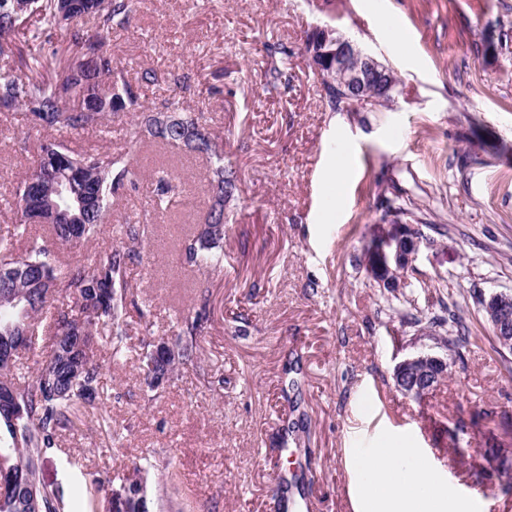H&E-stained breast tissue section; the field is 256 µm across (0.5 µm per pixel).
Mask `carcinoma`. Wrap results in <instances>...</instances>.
I'll return each mask as SVG.
<instances>
[{"label":"carcinoma","instance_id":"1","mask_svg":"<svg viewBox=\"0 0 512 512\" xmlns=\"http://www.w3.org/2000/svg\"><path fill=\"white\" fill-rule=\"evenodd\" d=\"M129 13V0H110L103 12L92 17L93 31L74 34L71 45L55 48L47 56H26L23 45L12 35L32 17L42 24L32 31L33 40L57 27L56 0H31L25 11L18 9L17 0H0V62L17 59L27 70L22 77L10 69L0 72V112L23 107L42 128L61 132L93 129L114 112L137 110L141 112L143 136L215 156L217 166L210 178L212 204L201 230L183 240L181 252L191 266L219 270L224 266V203L233 196L235 178L224 168L215 136L193 116L143 108L121 72L112 69L108 54L112 29L125 26ZM266 51L271 82L290 84L292 52L282 44H268ZM308 64L320 77L332 110L343 111L344 92L339 88L336 70L315 57L308 58ZM58 152L66 153L86 174L69 192L81 207L57 212L49 225L56 240L63 244L78 247L96 237L112 196L127 185L138 189L131 162L122 155L76 152L56 138L39 144L33 170L16 189L12 201L14 233L0 237V338L32 327L40 316L50 317L53 333L50 350L32 379L21 381L14 376L16 359L0 362V381L13 387L23 411L16 420L6 412L0 414V470L14 476L6 501L0 502V512H33L34 499L40 503L39 512H59L57 495L38 478L43 450L54 447L62 431L78 429L80 409L96 407L101 374L93 359L94 350L106 344L115 358L123 357L126 350L127 307L132 303L128 269L135 256L133 246L142 235L140 226L126 225L121 244L111 246L89 265L61 266L50 258L49 250L34 242L23 251L17 246L29 224L24 204L29 179L43 171ZM176 189L173 177H160L155 181L152 201L164 203ZM61 297L71 299V304L56 305ZM207 307L208 298L203 297L194 314L182 317L178 350L167 363L153 362V345H145L143 382L148 389L155 388L164 365L175 369L193 362L197 340L207 333ZM429 324L448 326V335L441 340L452 362L463 359V350L477 342V337L460 331L453 314L440 321L432 319ZM484 436L485 432L463 419L452 431V441L458 448H469ZM483 459L487 470H512V448L502 442L487 444Z\"/></svg>","mask_w":512,"mask_h":512}]
</instances>
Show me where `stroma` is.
Here are the masks:
<instances>
[{
    "mask_svg": "<svg viewBox=\"0 0 512 512\" xmlns=\"http://www.w3.org/2000/svg\"><path fill=\"white\" fill-rule=\"evenodd\" d=\"M325 23L393 68L392 103L330 108L302 51ZM274 43L294 52L292 87L266 83ZM109 49L143 105H177L218 136L237 190L224 207V268L198 269L180 248L212 202L208 157L147 143L135 112L66 133L73 148L128 156L140 185L115 196L103 235L77 259L118 243L123 224L145 232L129 265V350L118 360L98 352L97 406L39 471L61 512L79 499L85 512H108L95 479L127 476L144 458L157 466L151 512H354L346 451L385 439L425 449L464 497L493 482L476 507L497 512L512 475H489L482 447L458 457L448 431L491 411L512 420V352L499 350L482 306L512 292V0H133ZM146 69L154 83L141 82ZM47 137L23 112H0V235L12 228L5 203ZM343 145L349 171L331 209L322 174ZM163 164L194 205L154 209L147 189ZM388 199L423 235L404 301L363 266ZM204 294L210 329L193 364L148 389L143 343L173 338ZM445 306L479 342L425 399L407 397L393 368L423 349L443 352L425 319ZM293 361L292 405L282 387ZM295 419L300 453L281 436ZM298 465L303 490L281 493L278 476Z\"/></svg>",
    "mask_w": 512,
    "mask_h": 512,
    "instance_id": "stroma-1",
    "label": "stroma"
}]
</instances>
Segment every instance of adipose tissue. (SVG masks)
<instances>
[{"mask_svg": "<svg viewBox=\"0 0 512 512\" xmlns=\"http://www.w3.org/2000/svg\"><path fill=\"white\" fill-rule=\"evenodd\" d=\"M358 490L356 512H471L449 493L418 449L393 441L347 451Z\"/></svg>", "mask_w": 512, "mask_h": 512, "instance_id": "adipose-tissue-1", "label": "adipose tissue"}]
</instances>
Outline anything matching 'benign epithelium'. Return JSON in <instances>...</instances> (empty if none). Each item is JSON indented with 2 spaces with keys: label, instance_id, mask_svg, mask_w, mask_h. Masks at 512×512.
<instances>
[{
  "label": "benign epithelium",
  "instance_id": "7a95c632",
  "mask_svg": "<svg viewBox=\"0 0 512 512\" xmlns=\"http://www.w3.org/2000/svg\"><path fill=\"white\" fill-rule=\"evenodd\" d=\"M108 0H92L88 8L79 12L77 0H59L58 21L62 25H72L86 18L91 11L102 10ZM323 38V45L329 47L327 53L333 59V67L341 85L354 91L347 111H356V105L362 101H374L371 96L373 87L367 85L371 76L382 78V89L385 98H394L397 84L393 82L387 66L380 62L368 49L358 41L346 36L331 25L316 26L306 39L304 52L308 56L315 55L313 35ZM59 184V191L69 190L73 179L79 177L76 170L68 163V157L59 153L54 158L51 170ZM421 237L412 224L400 220L385 219L375 225L370 241L372 251L365 253V267L368 276L381 288L397 293L404 287V273L415 260L419 251ZM488 310L497 319L496 332L506 336L512 332V295L493 293L486 299ZM448 369V360L431 353L420 352L407 357L396 364L393 380L396 388L402 394L420 399L426 396L439 378L440 370ZM131 497L128 485L121 484L112 487L110 494L111 512H127V500Z\"/></svg>",
  "mask_w": 512,
  "mask_h": 512
}]
</instances>
